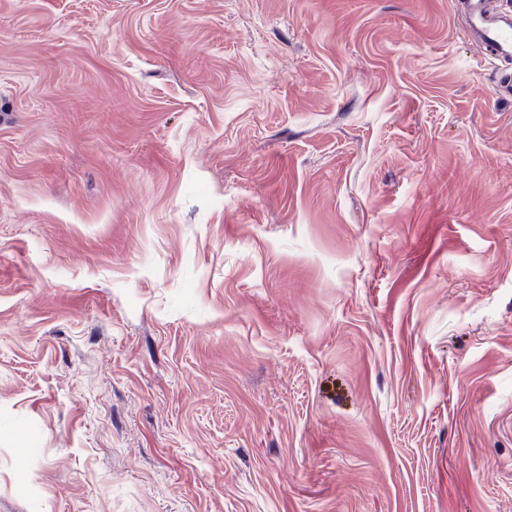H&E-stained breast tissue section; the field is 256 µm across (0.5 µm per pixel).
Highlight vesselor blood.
<instances>
[{
	"label": "vessel or blood",
	"instance_id": "vessel-or-blood-1",
	"mask_svg": "<svg viewBox=\"0 0 512 512\" xmlns=\"http://www.w3.org/2000/svg\"><path fill=\"white\" fill-rule=\"evenodd\" d=\"M472 40L493 61H512V11L490 15L487 0H460Z\"/></svg>",
	"mask_w": 512,
	"mask_h": 512
}]
</instances>
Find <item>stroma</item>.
Listing matches in <instances>:
<instances>
[{
    "label": "stroma",
    "instance_id": "35a3bbf8",
    "mask_svg": "<svg viewBox=\"0 0 512 512\" xmlns=\"http://www.w3.org/2000/svg\"><path fill=\"white\" fill-rule=\"evenodd\" d=\"M509 72L455 0H0V512H512Z\"/></svg>",
    "mask_w": 512,
    "mask_h": 512
}]
</instances>
